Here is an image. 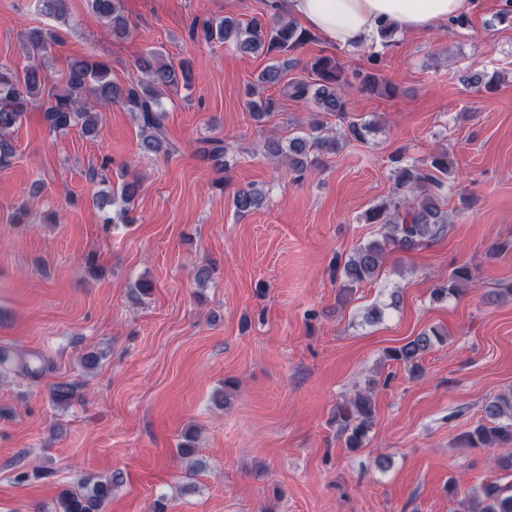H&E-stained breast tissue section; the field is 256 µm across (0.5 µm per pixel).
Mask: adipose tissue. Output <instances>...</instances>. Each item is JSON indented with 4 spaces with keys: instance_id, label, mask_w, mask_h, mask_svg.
Returning a JSON list of instances; mask_svg holds the SVG:
<instances>
[{
    "instance_id": "adipose-tissue-1",
    "label": "adipose tissue",
    "mask_w": 512,
    "mask_h": 512,
    "mask_svg": "<svg viewBox=\"0 0 512 512\" xmlns=\"http://www.w3.org/2000/svg\"><path fill=\"white\" fill-rule=\"evenodd\" d=\"M330 45L355 49L379 38L383 28L397 33L444 29L452 17L467 14L473 0H275Z\"/></svg>"
}]
</instances>
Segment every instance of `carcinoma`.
<instances>
[{
    "label": "carcinoma",
    "mask_w": 512,
    "mask_h": 512,
    "mask_svg": "<svg viewBox=\"0 0 512 512\" xmlns=\"http://www.w3.org/2000/svg\"><path fill=\"white\" fill-rule=\"evenodd\" d=\"M88 6L105 21L110 36L126 37L130 32L121 0H88ZM192 34L205 43H224L244 53L270 56L284 54L302 47L308 33L284 15H277L266 23L253 19L244 24L233 17L208 19L193 25ZM28 57L34 61L22 72L0 69V170L13 164L14 147L10 134L22 123L30 107L42 112L49 131L65 133L78 126L86 134L97 130V109L121 105L138 122V149L145 155L169 153L164 131L165 112L162 97L165 92L179 86L188 87L193 80L191 63L182 60L175 64L156 50H149L134 62L139 77L125 84L112 79L109 62L95 56L75 58L67 63L61 79L51 83V77L36 58L46 56L56 37L42 28H32L23 36ZM313 80L283 82L284 70L278 63L266 66L256 77L247 102L250 112L258 121L266 118L275 108V100L256 89L268 85L281 86L280 94L305 99L314 111L344 120L343 138H364L366 126L347 116L345 89L349 85L345 71L333 56H321L310 63ZM359 88L372 94L391 95L395 87L374 72L358 75ZM322 124L312 126V132L288 139V145L271 138L268 152L274 157L288 160V167L297 176L313 169L320 156L336 152L340 139L321 135ZM205 153L221 170L229 167L224 141L209 142ZM453 163L448 152L434 154L419 163L405 164L396 169V192L393 197L369 209L366 220L382 224L381 238L358 247L343 262L336 263V271L348 290L378 276L384 255L389 250L412 251L437 241L447 232L448 217L441 209V192ZM140 183L125 181L120 189L112 190V199L99 200L100 209L130 203L138 194ZM261 191L248 186L233 194L232 202L239 213H247L259 206ZM475 277L471 268L461 265L453 268L448 280L432 290L433 298L440 300L459 296L472 286ZM447 334L435 327L420 332L407 343L391 348L386 357L402 365L410 377L424 376L422 358L444 343ZM49 397L57 405H69L75 399V389L68 383L50 388ZM485 421L466 431L463 441L469 448L482 449L512 445V391L488 399L483 405ZM373 403L369 395L359 393L336 409L337 430L344 437L347 448L355 451L368 438L373 423ZM115 479L110 477L92 484L81 481L78 487L65 489L57 501V512H101L112 495ZM457 512H512V484L497 479L482 483L468 497L459 501Z\"/></svg>",
    "instance_id": "obj_1"
}]
</instances>
